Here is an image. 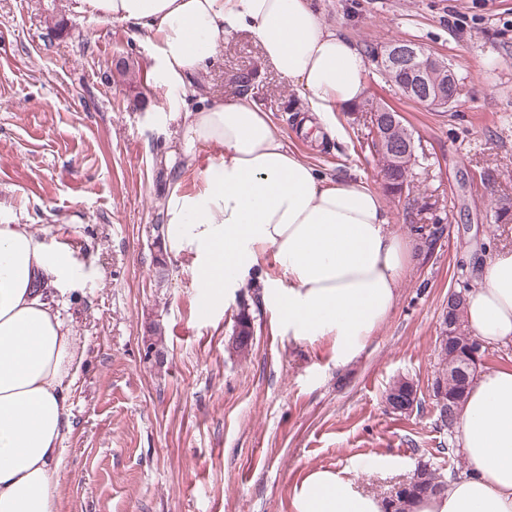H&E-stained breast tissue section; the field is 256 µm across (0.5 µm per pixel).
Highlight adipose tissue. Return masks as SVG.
<instances>
[{
	"instance_id": "obj_1",
	"label": "adipose tissue",
	"mask_w": 512,
	"mask_h": 512,
	"mask_svg": "<svg viewBox=\"0 0 512 512\" xmlns=\"http://www.w3.org/2000/svg\"><path fill=\"white\" fill-rule=\"evenodd\" d=\"M72 8L136 26L154 45L149 82L163 93L160 111L181 121L177 153L186 164L201 165L203 149L223 151L219 165H202L201 194L170 184V250L191 255L195 277L219 298L273 257L283 270L266 284L277 300L276 329L334 337L337 364L350 363L394 307L415 261L390 230L379 194L361 179L320 176L255 102L192 107L185 96L226 39L246 30L300 92L306 133L363 99V53L325 25L313 0H73ZM70 279L65 256L29 225L0 224V512H58L69 387L85 356L52 292ZM477 281L467 294L469 329L484 345H512V251L489 254ZM456 428L464 469L410 512H512V368L477 373ZM295 510L386 512V505L318 470L303 480Z\"/></svg>"
}]
</instances>
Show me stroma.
Instances as JSON below:
<instances>
[{"mask_svg": "<svg viewBox=\"0 0 512 512\" xmlns=\"http://www.w3.org/2000/svg\"><path fill=\"white\" fill-rule=\"evenodd\" d=\"M362 51L412 41L453 69L447 108L405 98L368 65L365 98L397 110L416 160L404 198L384 193L365 112L333 116L339 134H300L303 100L247 33L228 39L186 89L249 98L327 177L380 192L391 229L416 260L395 306L359 357L338 366L333 337L273 324L263 286L274 262L225 300H209L186 254L159 251L168 185L197 195L198 169L175 154L178 124L146 80L152 45L127 24L74 13L72 0H0V223L27 224L72 271L62 316L86 348L70 389L58 512H295L297 488L327 470L389 500L418 464L462 468L432 383L450 291L475 285L487 251L512 250V0H314ZM165 260L169 277L157 281ZM254 320L248 354L229 347L236 316ZM165 354H145L150 323ZM400 377L418 404L388 410Z\"/></svg>", "mask_w": 512, "mask_h": 512, "instance_id": "35a3bbf8", "label": "stroma"}]
</instances>
